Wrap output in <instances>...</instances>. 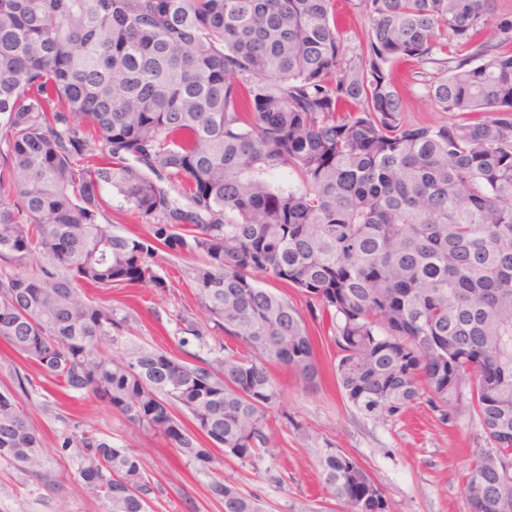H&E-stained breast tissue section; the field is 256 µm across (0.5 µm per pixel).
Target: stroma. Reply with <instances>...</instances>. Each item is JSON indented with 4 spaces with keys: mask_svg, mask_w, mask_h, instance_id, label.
<instances>
[{
    "mask_svg": "<svg viewBox=\"0 0 512 512\" xmlns=\"http://www.w3.org/2000/svg\"><path fill=\"white\" fill-rule=\"evenodd\" d=\"M156 262L165 289L142 285L99 290L95 296L128 315V344L174 352L178 318L198 319L202 313L183 275V261L163 253ZM267 286L306 315L321 380L309 389L287 370L273 368L280 399L267 432L275 446L254 466L220 456L217 467L225 481L260 499L266 512H343L342 504L324 488L316 455L317 449L329 445L368 470L390 512H469L466 478L485 446L479 425L465 418L445 420L441 410L424 399L384 422L364 416L346 402L337 384L336 346L328 323L310 317L302 292L272 280ZM18 401L43 435L48 460L37 475L0 460V512H106L102 501L75 484V458L57 450L58 432L74 421L142 456L158 485L154 512H224L222 504L208 497L205 479L186 469L161 437L128 424L100 398L22 395Z\"/></svg>",
    "mask_w": 512,
    "mask_h": 512,
    "instance_id": "obj_1",
    "label": "stroma"
}]
</instances>
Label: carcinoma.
<instances>
[{
	"instance_id": "carcinoma-1",
	"label": "carcinoma",
	"mask_w": 512,
	"mask_h": 512,
	"mask_svg": "<svg viewBox=\"0 0 512 512\" xmlns=\"http://www.w3.org/2000/svg\"><path fill=\"white\" fill-rule=\"evenodd\" d=\"M370 30L349 56L334 0H0V340L42 378L92 394L162 436L224 512H265L216 472L255 464L279 393L270 366L317 384L300 290L330 319L348 403L383 420L423 395L477 419L470 512H512V16L496 0H357ZM453 122L409 125L393 66ZM158 217L128 237L103 192ZM163 250L205 322L188 357L136 347L128 316L88 297L145 284ZM234 338L242 354L224 345ZM0 390V459L39 474L46 451ZM58 448L108 512H149L141 458L92 429ZM346 512H388L371 475L317 449Z\"/></svg>"
}]
</instances>
